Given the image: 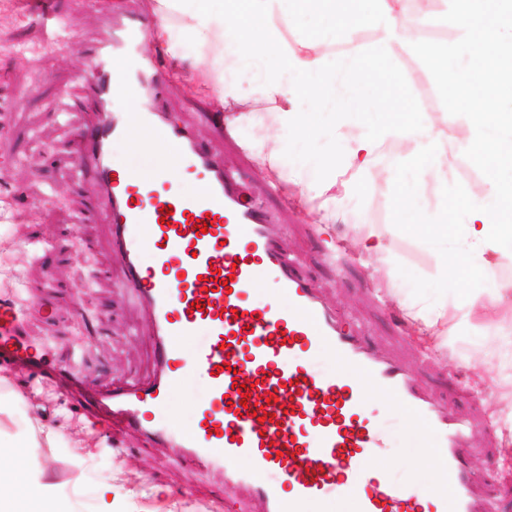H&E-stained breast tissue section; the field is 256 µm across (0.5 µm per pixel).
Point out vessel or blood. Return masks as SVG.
Returning a JSON list of instances; mask_svg holds the SVG:
<instances>
[{"label": "vessel or blood", "mask_w": 512, "mask_h": 512, "mask_svg": "<svg viewBox=\"0 0 512 512\" xmlns=\"http://www.w3.org/2000/svg\"><path fill=\"white\" fill-rule=\"evenodd\" d=\"M147 35L143 16L113 19L88 60L93 120L75 133L77 166L96 176L110 249L123 287L149 316L155 354L149 382L100 394L113 430H136L179 461L221 475L224 512H242L245 498L261 502L262 512H304L327 498L352 502L353 512H485L464 464L472 420L437 401L404 359L368 348L314 288L301 259L283 251L241 177L163 111V71L140 50ZM130 101L135 111L125 110ZM137 129L168 148L169 166L142 172L113 164V142ZM176 168L188 188L172 185ZM18 320L13 308L0 313V355L29 360ZM324 352L337 362L328 375L313 367ZM198 376L205 393L195 402V426L158 419ZM374 392L421 424L438 469L429 493L370 475L386 446ZM271 472L279 481L268 480Z\"/></svg>", "instance_id": "vessel-or-blood-1"}]
</instances>
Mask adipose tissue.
Instances as JSON below:
<instances>
[{
    "label": "adipose tissue",
    "mask_w": 512,
    "mask_h": 512,
    "mask_svg": "<svg viewBox=\"0 0 512 512\" xmlns=\"http://www.w3.org/2000/svg\"><path fill=\"white\" fill-rule=\"evenodd\" d=\"M345 2L355 25L398 26L407 38L413 33L412 27L401 24L410 13V0ZM290 11L325 33L336 32V0H157L154 38L163 40L172 22H179L182 37L200 46L198 65L219 100L240 90L239 79L227 75L229 67L244 69L256 61L264 65L259 80L262 93L282 96L293 83L311 98L314 112L325 116V124L284 107L259 117L264 131L261 157L268 162L277 161L292 136L318 150L321 168L344 171L371 165L389 140L413 143L412 165L418 180L399 199L398 215L436 239L461 240V247L449 257L450 267L465 268L474 281L492 280L488 256L501 242L512 240V181H491L468 191L461 207L462 223H449L444 212H427L422 204L427 182L448 184V141L425 120L413 121L396 112L389 99L372 97L373 88L385 77L382 59L387 43H380L365 59L353 53L329 59L319 43L291 53L282 46L278 29L279 18ZM338 133L344 138V150L337 155L324 151V142ZM28 445V438L20 434L0 446V512H62L49 485L27 476L22 450Z\"/></svg>",
    "instance_id": "ef3b65f1"
}]
</instances>
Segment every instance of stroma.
I'll use <instances>...</instances> for the list:
<instances>
[{
  "label": "stroma",
  "mask_w": 512,
  "mask_h": 512,
  "mask_svg": "<svg viewBox=\"0 0 512 512\" xmlns=\"http://www.w3.org/2000/svg\"><path fill=\"white\" fill-rule=\"evenodd\" d=\"M154 8V0H0V305L26 309L22 335L83 382L67 397L54 376L0 358V375L9 378L0 385V439L58 434V445L27 454L67 497V512H100L99 500H84L88 466L96 485H111L112 512H224L217 476L174 460L135 431L110 434L94 399L112 384L148 379L154 362L148 316L110 272L115 260L97 212L99 188L74 172L73 132L91 118L78 75L112 14L150 19ZM199 50L177 32L151 43L150 56L169 74L163 109L241 173L250 196L269 210L282 248L303 256L306 275L375 353H392L393 337H405L398 350L423 384L476 420L467 462L484 482L489 512H512V434L497 447L485 445L494 422L512 424V298L491 304L494 283L442 272V250L457 241L441 247L398 222L395 200L405 190L412 143H388L357 187L349 174L321 169L300 140L287 144L274 167L261 166L256 116L284 105L311 111L308 97L292 86L287 99H270L256 83H244L233 106L239 121L217 130L209 115L221 106L192 67ZM384 66L402 111L428 118L448 138V185L427 184L423 204L431 213L453 208L455 197L484 180L458 133L468 120L446 111L410 45L391 42ZM79 214L86 223L75 224ZM362 224L391 235V254L361 250ZM373 403L387 475L427 489L429 475L414 463L410 416L383 397Z\"/></svg>",
  "instance_id": "1"
}]
</instances>
